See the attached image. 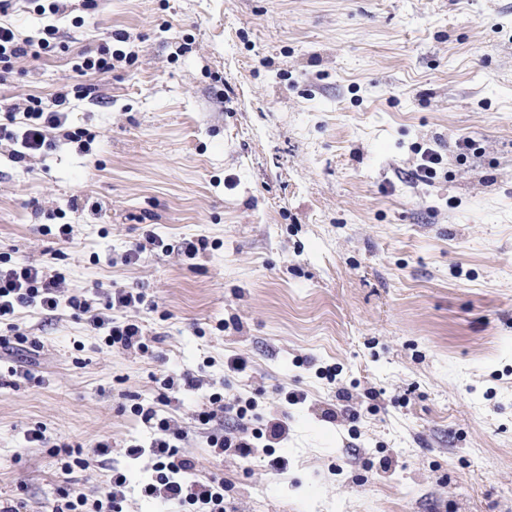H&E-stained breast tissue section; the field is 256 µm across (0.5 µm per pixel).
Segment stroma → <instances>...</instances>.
<instances>
[{
	"instance_id": "obj_1",
	"label": "stroma",
	"mask_w": 512,
	"mask_h": 512,
	"mask_svg": "<svg viewBox=\"0 0 512 512\" xmlns=\"http://www.w3.org/2000/svg\"><path fill=\"white\" fill-rule=\"evenodd\" d=\"M7 19L57 35L0 79V268L44 267L65 302L0 324V501L92 499L116 468L123 512H179L127 454L151 408L227 512H512V0H13ZM105 45L111 71L80 75ZM60 92L52 148L17 158L7 105ZM122 288L145 300L112 316L147 351L67 304ZM217 393L250 403L251 457L211 446L235 411L197 422ZM102 437L107 460L67 466ZM68 302L69 307L84 316L92 330L107 332L106 339L110 345L122 350L134 349L143 352L147 350L148 347L143 341L142 329L138 324L129 321L116 322L87 299L71 297Z\"/></svg>"
}]
</instances>
